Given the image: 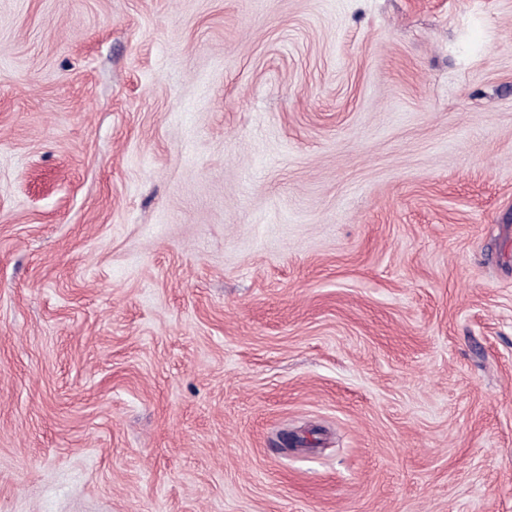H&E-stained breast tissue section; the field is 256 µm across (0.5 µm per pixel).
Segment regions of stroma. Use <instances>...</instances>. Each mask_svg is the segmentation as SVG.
I'll use <instances>...</instances> for the list:
<instances>
[{"label":"stroma","instance_id":"obj_1","mask_svg":"<svg viewBox=\"0 0 512 512\" xmlns=\"http://www.w3.org/2000/svg\"><path fill=\"white\" fill-rule=\"evenodd\" d=\"M0 512H512V0H0Z\"/></svg>","mask_w":512,"mask_h":512}]
</instances>
